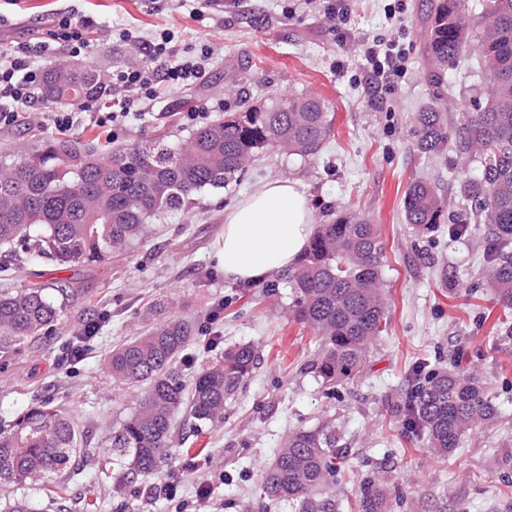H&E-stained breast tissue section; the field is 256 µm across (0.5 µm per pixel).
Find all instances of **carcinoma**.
<instances>
[{"instance_id": "1", "label": "carcinoma", "mask_w": 512, "mask_h": 512, "mask_svg": "<svg viewBox=\"0 0 512 512\" xmlns=\"http://www.w3.org/2000/svg\"><path fill=\"white\" fill-rule=\"evenodd\" d=\"M425 47L440 73L475 55L485 102L454 122L437 107L417 113L415 146L434 154L448 146L477 158L478 173L460 183L471 219L484 226L489 258L484 268L497 300L512 309V0H482L472 17L464 0H430ZM104 75L90 66L48 67L39 98L48 105L99 100ZM324 103L315 97H281L271 106L226 112L224 120L192 132L180 143L135 142L104 159L81 137L37 140L0 161V246L29 259L60 266H105L142 243L150 225L192 203L205 190L237 181L255 153L277 146L316 154L330 134ZM446 207L439 188L415 181L405 192L403 214L414 233L438 230ZM383 246L376 225L345 213L315 227L290 279L293 317L315 333L311 364L321 384L334 388L361 377L372 347L387 332L381 277ZM65 281L0 290V349L55 329L64 316L58 297ZM195 320L169 316L115 346L106 358L112 382L139 387L135 406L111 425V447L99 450V473L121 492L142 474L166 476L179 449L174 417L218 424L224 408L252 375L258 354L251 344L224 349L192 374L188 350ZM402 411L413 434L445 457L471 431L495 423L500 408L488 387L457 364L450 369L421 363ZM84 434L47 399L20 411L0 432V481L35 483L71 464ZM347 446L333 423L294 428L282 437L263 472L261 494L286 501L296 512H336V475ZM385 475L359 487L354 512H391Z\"/></svg>"}]
</instances>
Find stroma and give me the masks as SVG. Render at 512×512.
Masks as SVG:
<instances>
[{"label": "stroma", "instance_id": "1", "mask_svg": "<svg viewBox=\"0 0 512 512\" xmlns=\"http://www.w3.org/2000/svg\"><path fill=\"white\" fill-rule=\"evenodd\" d=\"M340 6L336 29L325 11ZM426 0H0V46L46 39L57 13L89 24V46L75 64L112 72L144 58L128 46L168 29L176 53L212 57L190 86L161 84L157 96L135 104L119 144L186 138V112L210 121L270 104L282 95L322 99L331 132L320 151L300 157L269 147L246 163L236 184L199 195L188 210L155 224L132 256L107 266L59 268L47 260L27 264L19 288L59 277L74 294L55 330L13 349L0 350V425L36 398L51 399L87 434V447L105 444L102 418L119 421L134 407L133 390L112 383L103 359L112 347L147 325L150 309L195 319L201 343L197 365L215 355L209 331L222 346L252 343L260 361L228 403L223 423L199 424L187 447L196 459H175L167 480L138 477L121 493L98 478L92 462L78 476L61 471L43 482L0 486V502L23 498L33 512H180L209 484L210 512H292L287 503L261 502L256 485L288 429L335 422L349 448L348 472L336 486V512H351L363 479L386 470L398 495L393 512H512V309L503 308L482 277L486 241L469 228L453 238L447 229L418 237L404 222L403 199L419 179L455 197L460 222L470 208L457 193L475 174L472 158L454 150L431 158L415 147V114L439 104L459 118L475 111L484 88L474 60L446 73L450 94L436 99L433 65L424 43ZM399 51L405 67L394 81L369 85L364 55L373 42ZM269 179L299 181L324 224L353 212L380 230L384 250L387 335L374 346L366 373L328 394L307 363L313 332L292 315L288 273L250 286L225 280L214 254L224 208ZM217 322H210L212 311ZM97 331L81 358L70 347L86 323ZM441 368L462 360L490 386L502 409L494 425L465 437L448 458L431 456L408 433L400 407L420 360Z\"/></svg>", "mask_w": 512, "mask_h": 512}]
</instances>
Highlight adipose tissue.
Here are the masks:
<instances>
[{"label": "adipose tissue", "instance_id": "ef3b65f1", "mask_svg": "<svg viewBox=\"0 0 512 512\" xmlns=\"http://www.w3.org/2000/svg\"><path fill=\"white\" fill-rule=\"evenodd\" d=\"M314 229L308 196L297 182L265 181L225 208L216 264L229 281H262L292 268Z\"/></svg>", "mask_w": 512, "mask_h": 512}]
</instances>
